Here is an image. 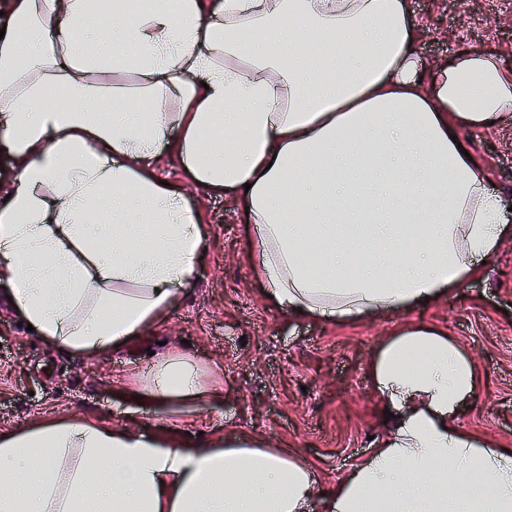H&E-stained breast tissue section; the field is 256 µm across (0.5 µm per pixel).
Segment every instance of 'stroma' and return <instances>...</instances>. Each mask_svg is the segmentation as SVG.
I'll list each match as a JSON object with an SVG mask.
<instances>
[{"mask_svg": "<svg viewBox=\"0 0 512 512\" xmlns=\"http://www.w3.org/2000/svg\"><path fill=\"white\" fill-rule=\"evenodd\" d=\"M426 65L460 48L486 50L512 71V0H409ZM497 191L512 197V124L464 131ZM200 216L198 278L158 321L123 346L67 354L20 326L0 294V432L49 421L86 420L134 432L162 430L192 440L248 434L297 454L321 490L367 457L387 422L372 396L371 365L398 328L424 325L450 337L474 360L476 399L463 427L512 448V238L487 259L483 276L403 312L336 322L297 320L268 298L251 271L254 227L229 193L197 186L168 157L148 161ZM209 371L219 397L163 418L134 398L162 352Z\"/></svg>", "mask_w": 512, "mask_h": 512, "instance_id": "1", "label": "stroma"}]
</instances>
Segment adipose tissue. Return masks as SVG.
I'll return each mask as SVG.
<instances>
[{
  "label": "adipose tissue",
  "instance_id": "adipose-tissue-1",
  "mask_svg": "<svg viewBox=\"0 0 512 512\" xmlns=\"http://www.w3.org/2000/svg\"><path fill=\"white\" fill-rule=\"evenodd\" d=\"M5 26L0 289L55 349L121 345L192 285L198 219L143 167L164 152L236 194L251 268L292 316L409 310L478 275L512 234V199L456 142L512 122V72L476 50L427 67L408 0H15ZM116 72L138 89L104 118L93 104ZM53 89L68 106L47 103ZM201 378L165 356L140 397L191 404ZM372 378L390 430L328 492L330 512H512V451L459 420L478 393L467 353L407 327ZM317 493L307 462L245 435L0 433V512H309Z\"/></svg>",
  "mask_w": 512,
  "mask_h": 512
}]
</instances>
